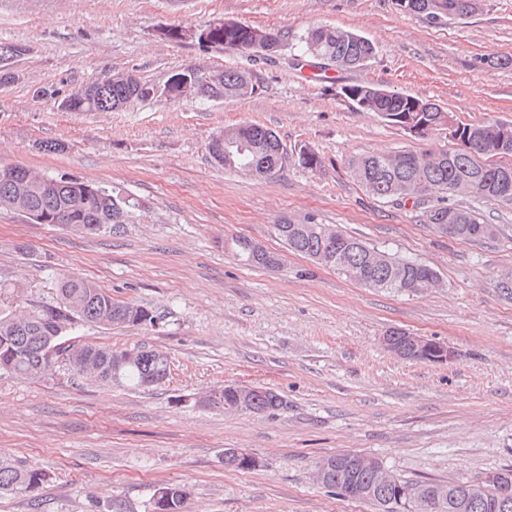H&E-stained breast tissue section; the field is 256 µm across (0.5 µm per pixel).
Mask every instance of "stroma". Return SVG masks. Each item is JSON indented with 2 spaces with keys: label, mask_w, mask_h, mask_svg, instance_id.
I'll use <instances>...</instances> for the list:
<instances>
[{
  "label": "stroma",
  "mask_w": 512,
  "mask_h": 512,
  "mask_svg": "<svg viewBox=\"0 0 512 512\" xmlns=\"http://www.w3.org/2000/svg\"><path fill=\"white\" fill-rule=\"evenodd\" d=\"M220 18L288 39L265 64L159 37ZM312 25L356 32L375 54L339 72L294 63ZM0 42L26 49L19 81L0 90V164L117 186L146 204L123 233L94 237L0 208V280L24 288L6 306L52 301L60 276L87 279L158 323L81 324L75 340L145 344L172 362L165 385L140 389L77 378L62 363L45 379L0 376V453L48 474L35 492L0 493V512H112L116 500L124 512H150L161 483L188 488L189 512H374L318 483L319 463L363 453L404 480L468 485L512 467V301L496 288L512 270V205H484L498 233L468 241L423 223L412 203L368 194L349 173L351 156L456 143L444 130L410 137L343 93L375 84L466 122H512V64L499 63L512 57V0L440 24L395 0H0ZM194 65L257 71L261 88L243 100L154 97L112 112H68L38 95L109 71L161 86ZM243 122L274 130L291 153L310 147L322 171L293 156L268 179L224 171L207 143ZM51 140L64 151H44ZM288 219L427 264L442 285L398 294L312 268L274 233ZM236 237L280 253L282 268L241 264ZM392 329L445 343L456 358L400 359L382 344ZM227 383L273 389L287 406L272 415L199 406ZM228 448L252 454L256 468L225 467Z\"/></svg>",
  "instance_id": "obj_1"
}]
</instances>
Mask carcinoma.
Listing matches in <instances>:
<instances>
[{
	"instance_id": "cac0c4a2",
	"label": "carcinoma",
	"mask_w": 512,
	"mask_h": 512,
	"mask_svg": "<svg viewBox=\"0 0 512 512\" xmlns=\"http://www.w3.org/2000/svg\"><path fill=\"white\" fill-rule=\"evenodd\" d=\"M411 13L436 23L448 18V0H415ZM201 28L206 37H197L196 43L203 49L215 47L250 53L264 43L281 46L285 40L279 31L229 19L210 21ZM300 42V56L319 61L320 68L325 61L336 63L338 69L361 68L375 54V46L367 38L327 25L309 28ZM209 75L211 88L204 98L210 101L245 98L260 89V81L247 84L238 70H211ZM151 91L153 87L142 81L98 88L90 99L75 97L71 111L112 112L121 109L129 99L149 98ZM344 93L358 109L375 112L389 124L400 129L408 124L421 128V139L440 126V117L448 116L446 111L439 112L435 103L371 84L350 85ZM504 126L506 123L500 121L460 120L448 132L458 145L454 150L362 154L352 157L348 166L353 178L374 197L401 203L409 188L421 194L415 204L421 208L423 221L438 226L443 234L469 241L490 239L497 234L496 225L484 221L476 204L503 202L498 197L497 178L502 169L512 170V163L506 166L492 158L503 157L497 152V137ZM281 145L271 129L240 124L227 128L222 157L212 153L210 158L229 172L250 165L256 177L262 179L263 171H279L288 159L287 152L280 151ZM297 162L310 172L323 168L322 158L311 149L298 151ZM85 187L95 190L99 185L77 177L65 181L61 176L50 177L22 166L14 180L0 179V206L16 203L35 215L34 224H62L88 235L117 234L125 225L135 223L138 213L146 208L141 199L122 189L104 187L100 193L86 195ZM503 203L512 205V199ZM309 225L304 233L291 223L276 224L274 229L288 250L305 256L316 267L335 270L350 282L397 293L405 282L438 278L431 267L393 254L387 255L380 265L371 264L368 255L373 246L347 234L341 245L330 249L318 234L322 225L312 221ZM232 248L247 265L264 268L270 262L281 263L276 253H257L253 241L246 237L233 239ZM56 291L52 303L30 299L19 311L0 308V375L29 379L51 375L56 364L51 338L60 328L62 335H67L79 320L103 327L155 324V316L148 308L118 300L89 280L64 276L58 280ZM61 355L73 374L103 383L147 388L166 383L171 375L169 355L145 345L119 349L94 342L73 343L62 348ZM235 398L234 392L220 389L211 392L207 401L212 408L231 411ZM283 406V396L270 391L257 397L250 412L273 414ZM46 478L45 471L33 463L0 457V492H33ZM469 491V485L450 483L448 498L433 507L394 502L387 506V512H458L455 496ZM156 493L152 512H185L189 498L185 487L164 483ZM469 512H512V488L505 494L489 491L472 495Z\"/></svg>"
}]
</instances>
